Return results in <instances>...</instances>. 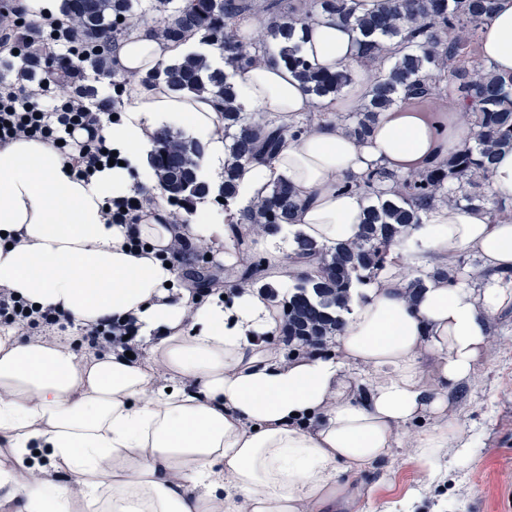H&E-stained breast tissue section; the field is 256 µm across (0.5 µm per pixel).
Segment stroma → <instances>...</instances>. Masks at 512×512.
I'll return each mask as SVG.
<instances>
[{"label": "stroma", "instance_id": "obj_1", "mask_svg": "<svg viewBox=\"0 0 512 512\" xmlns=\"http://www.w3.org/2000/svg\"><path fill=\"white\" fill-rule=\"evenodd\" d=\"M493 351L477 380L448 394L449 413L472 446L444 450L436 478L402 442L389 456L351 477L342 502L323 512H385L408 500L411 512H512V310L489 318Z\"/></svg>", "mask_w": 512, "mask_h": 512}]
</instances>
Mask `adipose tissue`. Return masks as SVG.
<instances>
[{
	"mask_svg": "<svg viewBox=\"0 0 512 512\" xmlns=\"http://www.w3.org/2000/svg\"><path fill=\"white\" fill-rule=\"evenodd\" d=\"M358 34L322 15L296 40L314 67L357 66ZM264 59L234 77L244 111L289 126L314 110L307 92L270 40ZM175 53L150 26L119 42L116 62L131 76V109L102 123L100 134L119 165L77 176L51 144L21 139L0 148V288L62 311L74 329L104 318L133 319L142 362L115 351L83 358L68 336L29 340L0 330V441L13 464L0 471V505L10 512H318L335 501L341 474H358L406 436L430 467L460 435L448 420V389L476 377L492 353L491 314L512 308V216L487 208L439 205L395 245L377 278L353 294L352 311L331 355L285 359L273 345L275 302L240 285L241 249L224 217L199 204L172 222L145 160L160 128L186 129L207 147L204 178L224 170V119L210 95L177 96L142 82ZM481 59L512 73V0H496L481 32ZM372 70L325 100L326 119L286 133L274 158L243 165L239 207L280 182L298 207L277 236L238 225L248 251L262 259L266 282L288 286L308 271L290 260L294 242L334 246L355 240L369 198L353 189L381 166L406 174L447 158L470 136L456 96L418 109L399 102L380 113L371 135L356 142L336 125L367 91ZM135 195L145 215L114 224L108 209ZM142 247H133V240ZM183 241L222 260V283L199 299L166 262ZM464 255L476 271L455 272ZM427 279L417 298L406 285ZM432 363L424 375L423 359ZM368 382L355 397L347 380ZM426 429L408 432L418 417ZM69 472L84 493L30 479L41 462Z\"/></svg>",
	"mask_w": 512,
	"mask_h": 512,
	"instance_id": "1",
	"label": "adipose tissue"
}]
</instances>
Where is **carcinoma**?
Returning a JSON list of instances; mask_svg holds the SVG:
<instances>
[{"label":"carcinoma","instance_id":"obj_1","mask_svg":"<svg viewBox=\"0 0 512 512\" xmlns=\"http://www.w3.org/2000/svg\"><path fill=\"white\" fill-rule=\"evenodd\" d=\"M494 0H382L379 9L358 16L350 0H314L301 11L283 0H155L148 9L159 12L156 31L174 45L192 31L200 42L224 59V67L212 64L204 53H187L147 74L143 80L162 82L176 95L212 96L224 114V133L231 139L224 162V178L217 196L224 199V223L251 224L274 233L291 222L297 201L285 183L273 186L262 201L240 212L231 208L237 195V177L242 165L258 155L273 157L280 149L285 129L271 126L236 101L232 75L258 62L267 51V37L281 40L280 55L310 94L326 99L341 94L355 82L351 69L323 72L308 63L294 42L299 27L322 13L335 15L360 32L358 57L368 67L379 61L385 43L391 44L389 65L372 79L371 87L354 112L338 117L344 131L357 141L370 134L379 113L411 92L421 101L437 98L441 83L453 87L468 111L463 113L473 142L448 155V159L421 173L397 174L384 168L373 170L364 182L371 204L361 224L357 241L333 247L297 239L295 254L318 260L316 274L296 283L288 296L279 300L282 335L296 337L304 346L311 336H334L350 311L352 290L369 285L383 268L390 248L435 205H465L485 208L482 191L495 156L512 150V74L497 73L489 64L470 67L467 60L480 31L493 13ZM138 0H100L97 12L112 19V39L118 41L136 24ZM123 20H118V17ZM268 17L251 41L240 34L245 19ZM99 73L112 72L113 84L126 86L130 79L121 70H109L104 60H89ZM202 145L194 139L168 131L155 138L150 164L158 181H167L168 201L174 217L192 211L205 199L198 183L197 153ZM241 280L251 285L258 280L260 262L252 255L243 259Z\"/></svg>","mask_w":512,"mask_h":512}]
</instances>
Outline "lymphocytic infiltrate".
Wrapping results in <instances>:
<instances>
[{"label": "lymphocytic infiltrate", "mask_w": 512, "mask_h": 512, "mask_svg": "<svg viewBox=\"0 0 512 512\" xmlns=\"http://www.w3.org/2000/svg\"><path fill=\"white\" fill-rule=\"evenodd\" d=\"M20 10L13 0H0V59L22 56L34 72L19 85L0 83V146L19 137L52 144L66 141L76 171L89 173L96 165H108L105 141L99 133L101 116L111 102L89 109L84 84V64L95 56H111L113 41L76 37L69 26L53 21L19 26ZM67 316L52 308L40 309L8 289H0V326L17 327L31 338L65 329ZM132 321L106 318L80 338L89 353L102 355L119 349L137 352Z\"/></svg>", "instance_id": "lymphocytic-infiltrate-1"}]
</instances>
